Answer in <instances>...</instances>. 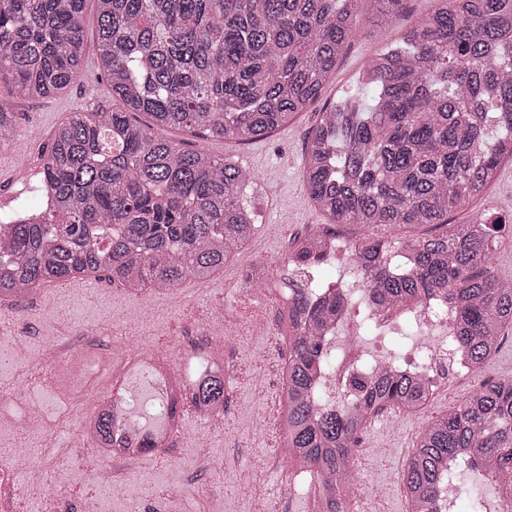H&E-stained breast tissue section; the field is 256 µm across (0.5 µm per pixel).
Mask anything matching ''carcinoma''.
Returning a JSON list of instances; mask_svg holds the SVG:
<instances>
[{
  "instance_id": "carcinoma-1",
  "label": "carcinoma",
  "mask_w": 512,
  "mask_h": 512,
  "mask_svg": "<svg viewBox=\"0 0 512 512\" xmlns=\"http://www.w3.org/2000/svg\"><path fill=\"white\" fill-rule=\"evenodd\" d=\"M84 2L0 0V84L19 97L59 93L91 58L118 103L72 112L53 131L38 187L50 202L43 216L0 213V300L89 272L148 290L224 268L254 233L246 198L255 176L162 133L266 138L318 99L356 34L360 4L393 19L404 0H97L91 42ZM435 2L402 35L404 47L366 65L360 84L373 88L372 104L354 94L317 113L304 154L303 186L331 223L445 228L404 243L401 260L387 241L363 238L350 285L316 274L335 242L328 231L291 246L288 264L310 279L282 315L285 455L323 477L322 512H345L369 415L416 409L428 397L420 377L368 363L351 380L353 405L321 402L336 362L326 336L347 307L358 303L359 329L374 330V309L432 299L435 322L454 315L448 350L462 349L478 370L512 328V280L491 266L512 213L448 222L512 162V0ZM15 131V113L0 100V141ZM187 395L210 414L224 406V376H197ZM93 431L109 453L112 416L100 413ZM481 469L499 472L501 494L512 499V377L482 382L422 428L403 473L411 512H434L446 481L472 512H488L471 479Z\"/></svg>"
}]
</instances>
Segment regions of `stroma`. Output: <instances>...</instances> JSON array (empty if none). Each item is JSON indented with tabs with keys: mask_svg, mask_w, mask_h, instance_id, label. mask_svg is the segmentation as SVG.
<instances>
[{
	"mask_svg": "<svg viewBox=\"0 0 512 512\" xmlns=\"http://www.w3.org/2000/svg\"><path fill=\"white\" fill-rule=\"evenodd\" d=\"M433 5L434 0H406L403 12L392 22L379 26L362 22L316 102L264 139L240 143L204 138L192 132H171V139L186 147H203L216 154L236 156L243 166L256 172L257 184L251 196L256 228L249 243L223 269L207 278L187 276L172 288L170 295L157 297L150 315L156 336L187 332L195 315L242 307L238 290L246 285V272L261 264L271 269L285 262L292 241L313 230L331 229L337 243L349 245L370 235L397 242L436 235V228L429 225L399 231L390 227L371 230L357 224H329L315 209L302 182L305 147L318 112L355 93L363 101H370L371 88L361 87L358 82L364 66L374 54L396 45L404 30L423 20ZM0 99L8 101L17 124L15 139L0 145V210L11 211L22 200L30 199L31 188L39 185L43 155L55 127L78 109L94 105L111 108L112 94L104 75L89 64L61 93L20 98L0 87ZM511 197L512 164L508 163L482 197L464 201L450 220L455 224L466 223L476 211L494 208ZM147 300V295L127 291L102 275L86 282L80 291L50 283L26 297L22 304L0 301V350L9 347L13 336L24 333L32 338V348L24 359L11 368L0 369V393H14L20 404L36 405L51 417L62 415L63 409L54 397L27 385L46 358L47 342L59 333L111 336L113 325L141 315ZM281 356V349L266 337H240L227 360L230 383L223 428L208 432L206 420L194 414L188 416L168 447L136 459L131 477L114 493L87 483L82 464L74 465L72 483L77 493L71 502L72 512H83L89 501L102 503L103 512H126L132 502L139 505L140 512H159L156 491L161 487L180 491L181 512H206L207 499L215 490L223 491L226 512H265L270 499L279 503L281 512H312L307 494L311 474H302L294 483L287 484L279 470L268 467L261 470L260 489L254 492L246 489L232 468L221 462L230 448L243 465L274 453L273 444L253 436L250 428L264 407L285 406V390L277 371ZM476 385L473 379L457 380L426 415L385 413L363 432L356 466L377 489L385 512H406L397 479L402 451L414 446L425 422L461 404ZM203 433L208 434L219 463L209 474L198 477L194 474L195 440ZM73 437L70 430L61 431L54 440H33L21 435L14 445L29 449L30 460L50 475L58 465L57 449L68 447Z\"/></svg>",
	"mask_w": 512,
	"mask_h": 512,
	"instance_id": "obj_1",
	"label": "stroma"
}]
</instances>
